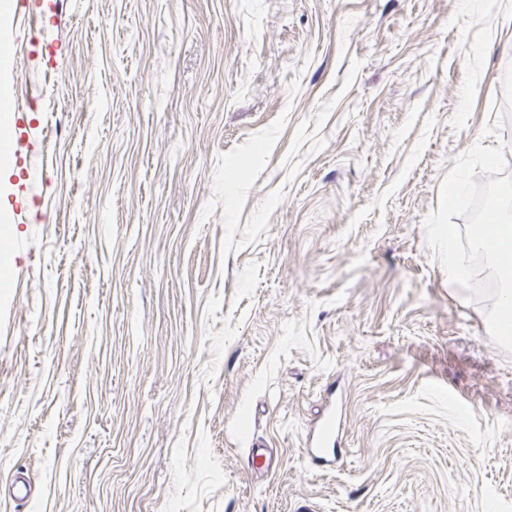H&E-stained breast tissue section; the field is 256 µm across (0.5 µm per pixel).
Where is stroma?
Returning <instances> with one entry per match:
<instances>
[{"instance_id":"obj_1","label":"stroma","mask_w":512,"mask_h":512,"mask_svg":"<svg viewBox=\"0 0 512 512\" xmlns=\"http://www.w3.org/2000/svg\"><path fill=\"white\" fill-rule=\"evenodd\" d=\"M30 8L0 24L44 153L32 191L0 160V512H512V356L424 228L475 145L512 175V0ZM335 433L336 419L331 416L319 426L316 435L311 440L310 447L303 448L304 455L309 462L317 467L344 463L345 451L342 448H337L336 437L333 440Z\"/></svg>"}]
</instances>
